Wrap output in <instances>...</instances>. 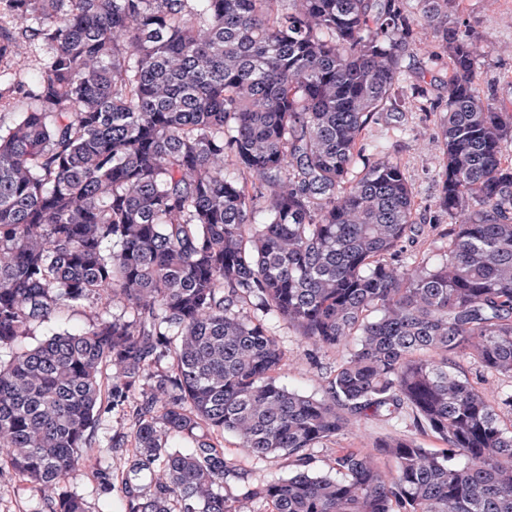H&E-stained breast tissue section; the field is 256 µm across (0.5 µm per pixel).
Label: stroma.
Segmentation results:
<instances>
[{"label": "stroma", "mask_w": 512, "mask_h": 512, "mask_svg": "<svg viewBox=\"0 0 512 512\" xmlns=\"http://www.w3.org/2000/svg\"><path fill=\"white\" fill-rule=\"evenodd\" d=\"M459 13L466 18L473 31L474 42L483 65L479 82L491 93L496 103L512 107V0H459ZM409 75L401 83L399 110L382 114L378 122L366 130L367 141L387 139L393 159L401 163L416 194L417 215L423 232L408 245L407 261H442L448 249L447 239L433 231L429 218L434 201L440 192V166L438 153L430 142L436 130L437 117L421 111L412 97L413 87L426 89L429 98L446 105L448 88L444 81L447 64L431 65L426 55L417 53L406 59ZM127 306L120 298L104 292L100 296L74 305L61 306L49 323L35 327L30 335L21 337L14 344L0 347V361L8 362L22 349L35 346L45 339L48 330H75L88 325L100 316L120 315ZM267 325L283 354L279 374L281 385L306 396H322L326 381L341 357L340 351L316 349L303 343L296 332L276 318H268ZM133 417L129 414H112L102 417L91 431L86 455L87 466L65 483L67 492L83 497L91 512H123L124 501L120 491H113L111 499L98 493L92 466L96 463L111 466L114 473L126 469L132 451L131 443L114 448L110 438L127 434L132 430ZM397 435L416 441L423 447L439 449L440 441L430 432L422 430L411 412L405 411L392 419L383 417L364 420L355 424L345 435L326 444L308 449V467L316 473L328 472L331 460L341 448H374L378 439ZM224 457L237 471L245 473L246 482L260 484L292 476L299 466L294 457L280 453L264 459L245 454L233 435H225L222 441ZM243 482V483H246ZM243 483L232 481L225 485L228 495L237 494ZM0 512H48L40 493L22 481L12 470H0Z\"/></svg>", "instance_id": "obj_1"}]
</instances>
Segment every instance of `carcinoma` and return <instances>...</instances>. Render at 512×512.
<instances>
[{
    "label": "carcinoma",
    "mask_w": 512,
    "mask_h": 512,
    "mask_svg": "<svg viewBox=\"0 0 512 512\" xmlns=\"http://www.w3.org/2000/svg\"><path fill=\"white\" fill-rule=\"evenodd\" d=\"M279 2L6 0L24 27L0 20V75L32 40L44 53L35 85L13 87L33 105L0 128V346L103 290L132 314L0 364V464L49 512H89L57 488L139 393L127 472L94 471L105 499L121 482L124 512H512V393L486 398L458 363L512 377V108L478 83L456 0ZM432 36L450 67L448 253L409 264L412 185L364 135ZM246 305L315 348L354 345L321 397L279 383ZM168 357L174 374L151 372ZM405 408L443 448L386 436L307 469L306 450ZM226 432L301 470L224 495Z\"/></svg>",
    "instance_id": "carcinoma-1"
}]
</instances>
